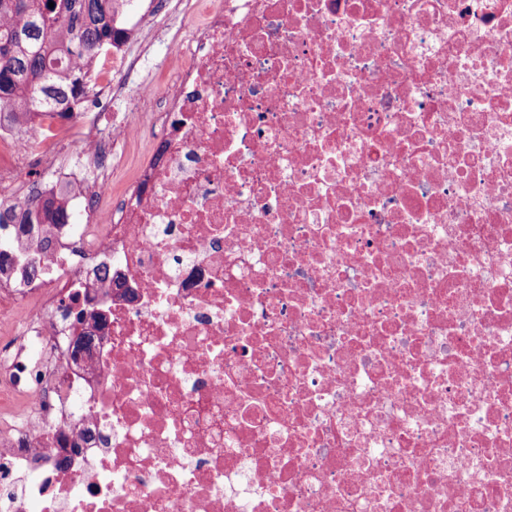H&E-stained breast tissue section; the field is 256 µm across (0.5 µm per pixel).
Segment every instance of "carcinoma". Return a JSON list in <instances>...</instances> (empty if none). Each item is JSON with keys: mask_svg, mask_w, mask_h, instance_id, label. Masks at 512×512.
Segmentation results:
<instances>
[{"mask_svg": "<svg viewBox=\"0 0 512 512\" xmlns=\"http://www.w3.org/2000/svg\"><path fill=\"white\" fill-rule=\"evenodd\" d=\"M54 7H49V2ZM119 0H0V120L28 130L45 117H66L79 106L97 56L125 32L112 26ZM31 217L34 201L0 205V228L19 224H73L63 198L48 199Z\"/></svg>", "mask_w": 512, "mask_h": 512, "instance_id": "1", "label": "carcinoma"}]
</instances>
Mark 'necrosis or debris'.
<instances>
[{"mask_svg": "<svg viewBox=\"0 0 512 512\" xmlns=\"http://www.w3.org/2000/svg\"><path fill=\"white\" fill-rule=\"evenodd\" d=\"M117 22L79 158L0 125L91 216L0 229V512H512V0ZM175 51L174 43L167 39L158 42L155 46L153 57L147 64V73L158 83L162 82L165 68L175 59Z\"/></svg>", "mask_w": 512, "mask_h": 512, "instance_id": "4bbe7bcc", "label": "necrosis or debris"}]
</instances>
